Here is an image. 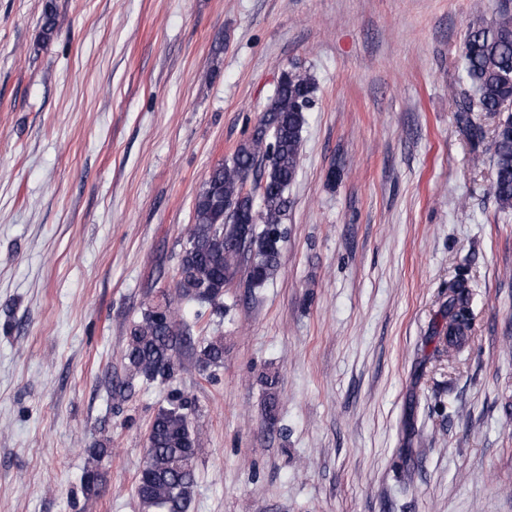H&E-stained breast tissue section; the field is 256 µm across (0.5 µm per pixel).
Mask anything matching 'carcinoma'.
Listing matches in <instances>:
<instances>
[{"mask_svg":"<svg viewBox=\"0 0 512 512\" xmlns=\"http://www.w3.org/2000/svg\"><path fill=\"white\" fill-rule=\"evenodd\" d=\"M61 26L53 0H45L41 41L47 43ZM466 76L478 93L482 112L500 115L492 139L495 178L492 195L502 211L512 210V0H500L497 17L470 27L462 48ZM315 84L311 77L288 73L278 84L252 137L232 159L215 166L194 199V224L189 229L179 266L177 296L182 300L215 304L224 288L247 270L252 285L272 279L281 264L291 201L288 188L295 181L301 157L302 132L307 123ZM255 176L260 203L246 191ZM254 214V229L235 245L236 214L231 207ZM185 326L169 295L150 304L134 323L123 354L128 381L111 391V399L130 396L132 381L164 383L176 372L187 342ZM472 333L469 293L464 281L448 283L445 332L448 357H453ZM200 365L207 369L224 362V342L203 346ZM192 402L174 390L167 406L159 409L148 433V446L136 486L143 512H188L196 486L198 435L193 426ZM84 489L91 494L101 485L100 466L108 449H86Z\"/></svg>","mask_w":512,"mask_h":512,"instance_id":"carcinoma-1","label":"carcinoma"}]
</instances>
